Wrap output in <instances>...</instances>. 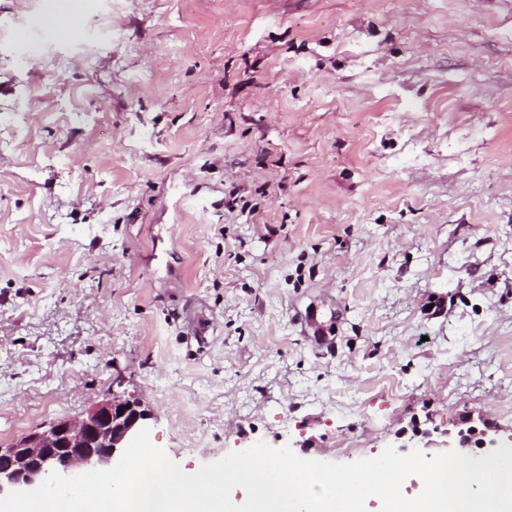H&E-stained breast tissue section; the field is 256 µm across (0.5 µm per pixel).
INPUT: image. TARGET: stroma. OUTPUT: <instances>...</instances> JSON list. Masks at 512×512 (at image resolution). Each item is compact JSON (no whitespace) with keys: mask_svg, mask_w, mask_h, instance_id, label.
Listing matches in <instances>:
<instances>
[{"mask_svg":"<svg viewBox=\"0 0 512 512\" xmlns=\"http://www.w3.org/2000/svg\"><path fill=\"white\" fill-rule=\"evenodd\" d=\"M115 394L184 470L512 442V0H0V447Z\"/></svg>","mask_w":512,"mask_h":512,"instance_id":"1","label":"stroma"}]
</instances>
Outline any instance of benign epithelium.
Returning a JSON list of instances; mask_svg holds the SVG:
<instances>
[{
    "instance_id": "1",
    "label": "benign epithelium",
    "mask_w": 512,
    "mask_h": 512,
    "mask_svg": "<svg viewBox=\"0 0 512 512\" xmlns=\"http://www.w3.org/2000/svg\"><path fill=\"white\" fill-rule=\"evenodd\" d=\"M147 419L139 403L114 396L20 437L0 448V494L36 487L53 471L70 477L89 466L113 467Z\"/></svg>"
}]
</instances>
